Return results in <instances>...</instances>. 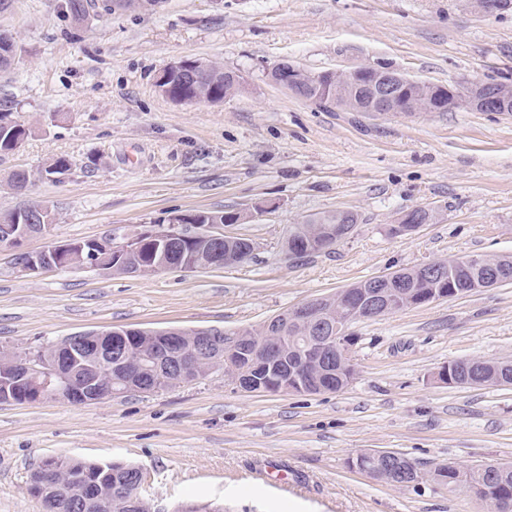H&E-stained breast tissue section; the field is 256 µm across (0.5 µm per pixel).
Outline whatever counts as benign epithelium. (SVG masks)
I'll return each instance as SVG.
<instances>
[{
	"label": "benign epithelium",
	"instance_id": "obj_1",
	"mask_svg": "<svg viewBox=\"0 0 512 512\" xmlns=\"http://www.w3.org/2000/svg\"><path fill=\"white\" fill-rule=\"evenodd\" d=\"M470 8L479 14H492L512 9V0H469ZM335 81L326 87L324 95L311 99V102L336 107L342 98L359 91L368 92L371 104L364 108L366 112H393L405 115L418 111L415 103L403 109L398 105V88L401 86H424L426 82L408 77L397 71L382 72L377 66L364 64L349 70L334 72ZM481 83L469 82L462 92L456 91L458 84H448V111L466 106L477 112L492 109L486 100L479 96ZM211 224L167 223L157 225L145 232L153 238L161 252L171 248L174 238L179 237L189 243L198 242L196 253H188L183 263L174 266L163 260L147 263L139 259L141 236L96 240L86 245L81 241L50 243L36 253H26L20 263L21 271L36 274L60 266L66 269H93L105 275L119 272L124 275H147L167 270L195 272L215 269L223 265L239 263L246 259L251 243L242 245L232 256L223 257L224 234L211 231ZM47 224H16L11 235L1 238L0 246L18 248L34 234H45ZM365 316L379 317L395 310L393 300L387 292L377 288L361 298ZM322 318L321 301L314 299L304 302L289 311V317L279 314L266 321L261 330L271 334V342L262 350L252 348L245 336H233L224 340V330L219 328H167L151 330L141 328L112 327L94 331L86 336H71L68 340L56 344L49 357L41 354H27L15 360L10 367L0 372V382L6 384L15 381L27 384L26 396L30 402H38L49 394L63 388H70L69 399L75 404H90L96 395L84 387H75L76 371L85 366V362L100 364L115 371L123 378L128 389L144 391L148 389L144 365L130 358L127 353L129 338L147 337L163 350L177 352L168 357L167 370H178L186 378L196 377L195 361L215 348H224L221 364L224 375L233 384L245 392L295 393L306 384L308 371L320 367L325 371L338 373L342 390L349 386L355 370L352 362V344L349 340L350 326L353 321L348 315L336 317V324L326 327L320 324ZM305 325L315 329L318 341L303 350L296 351L288 370L281 363L285 359L284 337L280 336L288 324ZM59 466L55 457L43 460L41 468L30 479L29 490L45 512H56L58 501L53 473Z\"/></svg>",
	"mask_w": 512,
	"mask_h": 512
}]
</instances>
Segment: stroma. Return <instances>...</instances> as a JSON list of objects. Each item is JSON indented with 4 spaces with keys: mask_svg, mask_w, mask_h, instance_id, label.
Segmentation results:
<instances>
[{
    "mask_svg": "<svg viewBox=\"0 0 512 512\" xmlns=\"http://www.w3.org/2000/svg\"><path fill=\"white\" fill-rule=\"evenodd\" d=\"M0 28L19 59L0 103L30 134L0 155V210L44 204L48 236L0 249V348L32 353L110 327L257 329L361 280L448 258L512 255V115L324 111L273 83L288 61L318 75L384 64L435 84L512 77V10L466 0H165L72 27L64 0H12ZM195 58L239 73L223 102L180 105L159 72ZM71 170L53 179L56 157ZM28 171L27 189L9 175ZM436 221L390 227L415 208ZM234 211L215 230L249 239L243 262L196 272H21L18 251L149 228L174 211ZM357 214L334 249L293 260L290 224ZM357 375L338 392L248 393L223 371L151 393L76 405H0V512H39L30 473L55 456L142 468L155 512H483L428 479L395 486L349 468L373 448L421 471L512 463V388L437 379L465 359L512 361V283L352 327Z\"/></svg>",
    "mask_w": 512,
    "mask_h": 512,
    "instance_id": "obj_1",
    "label": "stroma"
}]
</instances>
